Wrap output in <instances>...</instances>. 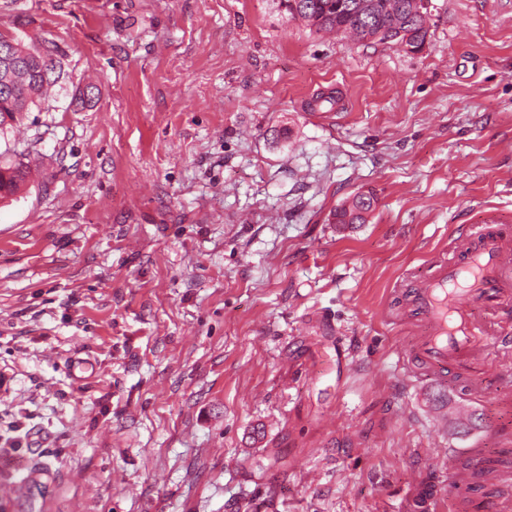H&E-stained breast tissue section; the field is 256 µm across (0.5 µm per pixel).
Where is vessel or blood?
<instances>
[{
  "instance_id": "obj_1",
  "label": "vessel or blood",
  "mask_w": 512,
  "mask_h": 512,
  "mask_svg": "<svg viewBox=\"0 0 512 512\" xmlns=\"http://www.w3.org/2000/svg\"><path fill=\"white\" fill-rule=\"evenodd\" d=\"M474 247L463 261L435 260L431 272L414 279L411 303L423 330L408 349L412 364L435 378H445L462 359L484 365L488 328L474 315L476 306L490 312L512 306V241L474 226Z\"/></svg>"
}]
</instances>
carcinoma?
<instances>
[{
	"label": "carcinoma",
	"mask_w": 512,
	"mask_h": 512,
	"mask_svg": "<svg viewBox=\"0 0 512 512\" xmlns=\"http://www.w3.org/2000/svg\"><path fill=\"white\" fill-rule=\"evenodd\" d=\"M302 3V20L317 32L338 33L340 31L355 35L359 40L366 36L381 33L380 43L390 40L403 31L409 39L425 42L428 28L427 17L411 11L410 0H371L372 14L358 16L350 12L336 11L335 0H299ZM13 54L31 69L43 70L47 76L26 79L18 75L13 86L7 90L0 87V125L2 118L15 112H27L37 104L60 78V61L57 48L51 42L39 46H27L19 41L12 46ZM96 87L92 84L78 86L72 100L82 108L91 106L96 97ZM26 178L24 165L14 161L0 164V198L17 193ZM376 198L371 192H358L346 198L331 212L334 224H364L374 211Z\"/></svg>",
	"instance_id": "1"
}]
</instances>
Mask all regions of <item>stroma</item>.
Returning <instances> with one entry per match:
<instances>
[{
	"instance_id": "35a3bbf8",
	"label": "stroma",
	"mask_w": 512,
	"mask_h": 512,
	"mask_svg": "<svg viewBox=\"0 0 512 512\" xmlns=\"http://www.w3.org/2000/svg\"><path fill=\"white\" fill-rule=\"evenodd\" d=\"M0 35L63 70L0 135V512H448L452 459L512 464V309L477 383L403 357L409 278L512 241V0H430L418 52L279 0H0ZM26 178V171L21 162L0 163V198L15 195ZM375 205L376 198L372 192H358L347 197L331 212L332 224H365Z\"/></svg>"
}]
</instances>
